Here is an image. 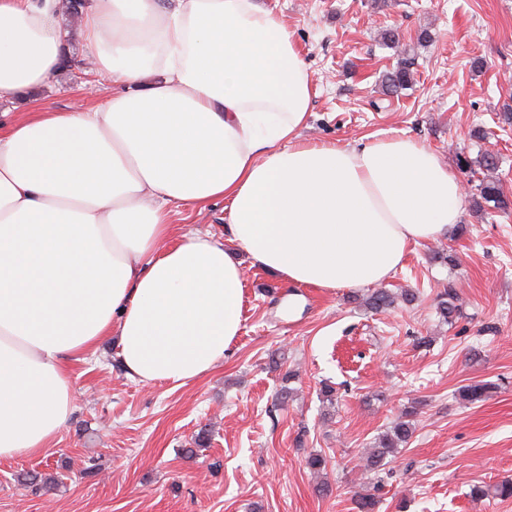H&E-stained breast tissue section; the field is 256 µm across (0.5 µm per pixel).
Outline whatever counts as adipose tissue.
I'll return each mask as SVG.
<instances>
[{"instance_id": "ef3b65f1", "label": "adipose tissue", "mask_w": 512, "mask_h": 512, "mask_svg": "<svg viewBox=\"0 0 512 512\" xmlns=\"http://www.w3.org/2000/svg\"><path fill=\"white\" fill-rule=\"evenodd\" d=\"M60 0H0V102L45 85ZM103 106L0 132V458L70 422L68 363L117 336L127 375L181 385L238 336L245 268L316 288L387 279L461 218L462 186L420 141L302 140L311 75L258 0H88ZM228 203L238 249L176 233L169 204Z\"/></svg>"}]
</instances>
